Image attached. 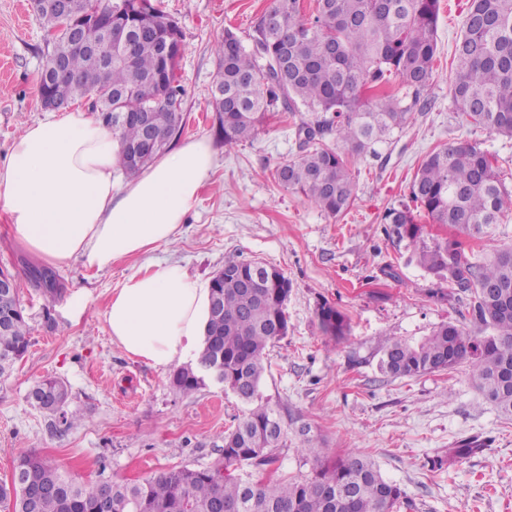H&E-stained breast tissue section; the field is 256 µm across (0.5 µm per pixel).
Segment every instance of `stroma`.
Masks as SVG:
<instances>
[{
  "label": "stroma",
  "mask_w": 512,
  "mask_h": 512,
  "mask_svg": "<svg viewBox=\"0 0 512 512\" xmlns=\"http://www.w3.org/2000/svg\"><path fill=\"white\" fill-rule=\"evenodd\" d=\"M160 2L183 33L187 121L181 138L214 139L215 168L174 241L102 271L80 261L59 268L65 292L54 300L34 286L29 271L36 259L0 220V269L16 278L31 327L26 356L0 380V482L10 480L17 458L31 450L81 479L103 473L128 482L219 461L224 433L247 404L212 381L188 395L176 392L170 370L129 357L112 342L104 312L113 288L146 259L179 263L208 281L235 257L273 265L292 283L288 334L270 348L271 367L261 385L264 399L289 417L279 475H310L316 460L355 448L400 485L417 512H512V422L497 416L468 367L411 379H392L377 369L382 337L417 340L460 318L459 305L446 298L447 284L409 262L408 243L387 234L385 215L409 203L423 159L451 145L479 142L512 189V139L468 125L448 94L469 0H440L438 53L425 92L431 106L414 113L375 152L350 158L354 200L339 217L283 190L275 179L277 168L298 152L293 129L307 112L270 113L251 140L233 146L214 138L208 107L213 48L228 28L249 41L271 0ZM44 50L31 0H0V160L25 126L47 114L39 96ZM324 302L346 315L344 340L323 335L316 311ZM49 320L55 329L46 328ZM48 374L68 383L71 409L85 416L62 435L28 398ZM305 424L318 440L313 456L299 449ZM462 439L483 441L485 449L433 469Z\"/></svg>",
  "instance_id": "35a3bbf8"
}]
</instances>
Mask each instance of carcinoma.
I'll return each mask as SVG.
<instances>
[{"label":"carcinoma","instance_id":"obj_1","mask_svg":"<svg viewBox=\"0 0 512 512\" xmlns=\"http://www.w3.org/2000/svg\"><path fill=\"white\" fill-rule=\"evenodd\" d=\"M112 25L127 30L129 55L107 65L101 85L57 82V62L73 72L89 70L91 51L101 49L97 24L85 20L70 32L61 11L33 0L38 24L55 33L47 43L41 75L43 95L71 104L85 99L99 105L97 119L118 140V165L125 175L140 172L170 150L185 127L186 90L177 77L183 55L178 22L151 0H112ZM439 0H315L306 15L300 0H272L258 18L246 48L232 30L224 31L214 54L216 72L209 92L218 136L228 146L255 136L270 112H298L311 118L297 126L298 154L276 170L279 185L324 213L337 217L353 200L349 156L375 152V146L403 128L412 111L426 106L423 92L433 73ZM454 52L449 92L456 111L475 127L512 137V0H471ZM405 92L392 93V80ZM336 136L338 145L325 139ZM512 211V191L499 180L492 156L477 142H464L427 155L410 189V203L387 212L391 234L409 242L416 262L448 283V301L465 305L468 318L433 327L409 341L381 340L377 367L390 378H417L468 364L473 383L512 421V246L485 256L467 255L463 243L445 239L428 245L425 216L471 237L483 235ZM32 282L54 298L63 292L56 274L35 270ZM249 279L254 288L242 287ZM211 307L204 348L219 365L224 390L251 405L224 434L222 461L211 467L165 471L139 483L98 478L81 480L50 459L27 452L17 460L22 484H0V501L12 512H214L219 500L236 512H413L401 487L386 480L358 450L320 461L312 475H276L277 448L287 431L278 409L263 399L261 383L267 351L288 335L286 304L291 282L277 268L255 260L228 259L211 280ZM322 332L334 339L348 332L345 316L324 302L317 309ZM30 346V326L19 292H0V379L11 375ZM170 384L191 394L204 379L187 367L173 372ZM30 398L60 432L81 416L70 409L68 385L47 375ZM483 443L465 439L448 449V461L470 457ZM252 466L264 478L232 471Z\"/></svg>","mask_w":512,"mask_h":512}]
</instances>
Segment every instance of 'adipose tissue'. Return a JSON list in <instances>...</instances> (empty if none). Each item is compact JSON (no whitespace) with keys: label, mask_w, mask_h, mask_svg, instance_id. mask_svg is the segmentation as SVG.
I'll list each match as a JSON object with an SVG mask.
<instances>
[{"label":"adipose tissue","mask_w":512,"mask_h":512,"mask_svg":"<svg viewBox=\"0 0 512 512\" xmlns=\"http://www.w3.org/2000/svg\"><path fill=\"white\" fill-rule=\"evenodd\" d=\"M117 140L84 109L27 125L0 161V213L43 263L83 259L102 270L180 233L209 178L208 138L183 142L120 185ZM209 282L155 262L112 291L105 321L114 343L155 368L197 357L209 320Z\"/></svg>","instance_id":"ef3b65f1"}]
</instances>
